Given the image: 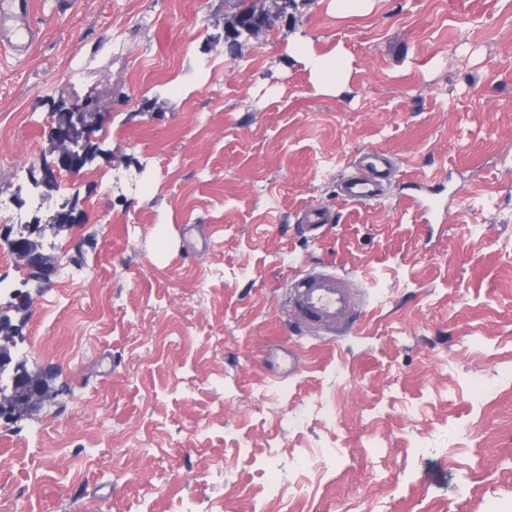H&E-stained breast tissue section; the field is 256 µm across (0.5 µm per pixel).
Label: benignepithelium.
Wrapping results in <instances>:
<instances>
[{
    "label": "benign epithelium",
    "mask_w": 512,
    "mask_h": 512,
    "mask_svg": "<svg viewBox=\"0 0 512 512\" xmlns=\"http://www.w3.org/2000/svg\"><path fill=\"white\" fill-rule=\"evenodd\" d=\"M107 113L100 111L99 106L92 100H83L62 107L58 119L48 126L47 139L51 144L55 158L52 166L42 170V176L33 180V185L45 187L54 177L58 169L69 168L76 172L91 162L102 150L93 138L96 126L105 122ZM83 216L74 207L62 204L55 211L52 223L78 224ZM47 225L34 219L18 231L7 227L0 232V241L5 243L8 250L15 253L19 262L27 266L34 264L47 271L44 283L50 285L59 274L57 265L47 259L40 251H32L30 244L36 237H44ZM19 361L15 353L7 348H0V371L12 372L13 385L10 391H0V417L14 419L19 412L31 413L51 399L45 390L37 383V379L18 368Z\"/></svg>",
    "instance_id": "benign-epithelium-1"
}]
</instances>
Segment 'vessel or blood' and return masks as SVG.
Returning a JSON list of instances; mask_svg holds the SVG:
<instances>
[{
    "label": "vessel or blood",
    "mask_w": 512,
    "mask_h": 512,
    "mask_svg": "<svg viewBox=\"0 0 512 512\" xmlns=\"http://www.w3.org/2000/svg\"><path fill=\"white\" fill-rule=\"evenodd\" d=\"M36 0H0V43L8 44L14 58L29 53L40 38L39 30L30 22ZM394 162L381 151L368 149L361 153L355 171L342 177L338 197L342 202L368 205L384 199ZM411 200L416 217L423 226L437 219L439 206L434 198L436 183L422 178L414 183ZM297 219L311 236H319L321 229L331 221L327 208L302 205ZM288 303L293 311L295 329L309 333L320 329L328 332L352 326L364 310L362 297L353 289L347 276L328 272L320 266L290 278Z\"/></svg>",
    "instance_id": "1"
}]
</instances>
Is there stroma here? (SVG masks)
Here are the masks:
<instances>
[{
	"label": "stroma",
	"mask_w": 512,
	"mask_h": 512,
	"mask_svg": "<svg viewBox=\"0 0 512 512\" xmlns=\"http://www.w3.org/2000/svg\"><path fill=\"white\" fill-rule=\"evenodd\" d=\"M234 7L39 0V42L0 62V197L23 213H51L30 173L54 106L109 114L50 191L85 215L43 240L62 276L0 264V311L32 297L14 351L57 392L0 418V512H512V0H296L232 58ZM298 43L344 54L336 89ZM366 149L399 162L371 208L337 198ZM433 173L428 229L406 192ZM306 203L335 217L315 240ZM316 263L355 278L364 328L272 381L286 278Z\"/></svg>",
	"instance_id": "stroma-1"
}]
</instances>
